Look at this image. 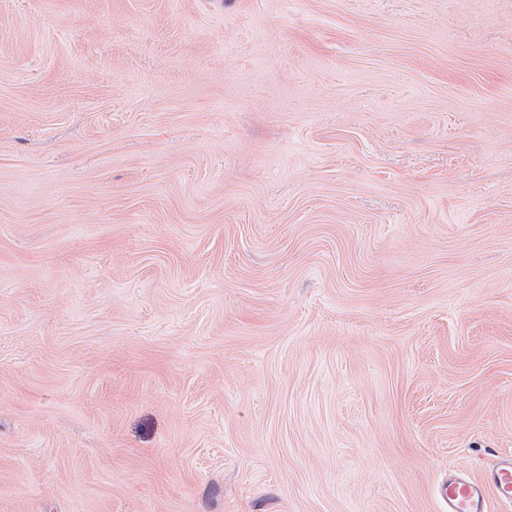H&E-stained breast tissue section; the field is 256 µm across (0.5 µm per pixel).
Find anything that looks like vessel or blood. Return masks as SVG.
<instances>
[{"label":"vessel or blood","instance_id":"vessel-or-blood-1","mask_svg":"<svg viewBox=\"0 0 512 512\" xmlns=\"http://www.w3.org/2000/svg\"><path fill=\"white\" fill-rule=\"evenodd\" d=\"M441 496L448 512H488V500L492 497L512 510V456L502 457L484 478H449Z\"/></svg>","mask_w":512,"mask_h":512}]
</instances>
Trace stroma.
Here are the masks:
<instances>
[{
    "label": "stroma",
    "mask_w": 512,
    "mask_h": 512,
    "mask_svg": "<svg viewBox=\"0 0 512 512\" xmlns=\"http://www.w3.org/2000/svg\"><path fill=\"white\" fill-rule=\"evenodd\" d=\"M512 454V0H0V512H447Z\"/></svg>",
    "instance_id": "obj_1"
}]
</instances>
